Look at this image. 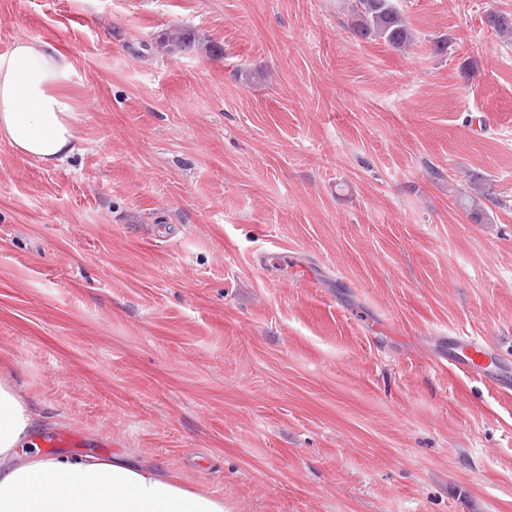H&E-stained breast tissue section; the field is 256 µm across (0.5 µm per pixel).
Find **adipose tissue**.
Instances as JSON below:
<instances>
[{"mask_svg":"<svg viewBox=\"0 0 512 512\" xmlns=\"http://www.w3.org/2000/svg\"><path fill=\"white\" fill-rule=\"evenodd\" d=\"M70 64L45 42L0 53V139L44 164L73 150ZM35 420L0 379V512H225L223 499L190 489L171 471L116 455L31 452Z\"/></svg>","mask_w":512,"mask_h":512,"instance_id":"obj_1","label":"adipose tissue"}]
</instances>
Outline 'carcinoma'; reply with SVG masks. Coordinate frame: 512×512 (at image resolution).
<instances>
[{
	"mask_svg": "<svg viewBox=\"0 0 512 512\" xmlns=\"http://www.w3.org/2000/svg\"><path fill=\"white\" fill-rule=\"evenodd\" d=\"M351 26L360 39L382 40L395 49H401L412 41L409 29L397 0H351ZM488 25L499 36L512 34V14L497 12L489 15ZM160 44L170 52L204 51L211 55L219 47L200 37L191 28L177 27L160 36Z\"/></svg>",
	"mask_w": 512,
	"mask_h": 512,
	"instance_id": "cac0c4a2",
	"label": "carcinoma"
}]
</instances>
